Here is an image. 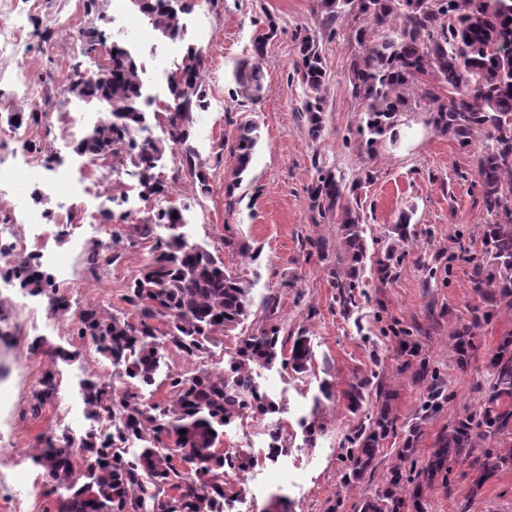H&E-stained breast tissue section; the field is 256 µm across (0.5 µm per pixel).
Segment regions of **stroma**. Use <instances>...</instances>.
<instances>
[{"instance_id": "obj_1", "label": "stroma", "mask_w": 512, "mask_h": 512, "mask_svg": "<svg viewBox=\"0 0 512 512\" xmlns=\"http://www.w3.org/2000/svg\"><path fill=\"white\" fill-rule=\"evenodd\" d=\"M47 13L56 19V32L49 41L27 34L24 65L34 85L33 94L18 92L4 76L12 62L0 63V129L12 112H29L34 106L49 111V118L28 128V138L40 147H50L67 155L68 165L76 166L80 157L71 146L84 128L72 125L69 111L75 98L63 88L79 60L76 36L90 21L84 0H44ZM105 14L125 13V28L104 23L107 37H122L141 55L168 58L169 44L137 39L141 18L130 0H105ZM320 0H200L189 19V38L206 57L205 89L209 106L195 113L191 143L210 174L211 191L201 194L188 174H176L175 163H166L164 172L175 181L168 195L137 202L128 207L130 221L142 222L152 211L170 205L187 206L186 232L192 242L222 258L226 268L244 273L253 284V318L261 320L262 302L276 296L280 316L289 331H306L315 351L311 376L294 378L278 369L260 371L258 381L268 394L288 402V426L283 432L289 451L275 460L263 458L268 435L258 419L236 420L224 429V445L259 454L261 460L247 475L228 473L233 484H248V512H268L275 498L287 500L291 512H327L336 498H343L341 512H355L361 493L380 485L394 457L400 439H389L381 463L359 491L345 492L340 485L342 443L347 434L365 417L350 413L342 396L354 378L379 373L382 388L395 391L392 402L399 428L414 418L424 392L411 372L402 368L393 338L383 336L382 327L397 322L416 327L424 352L448 375V402L443 412L423 429L419 458H427L436 434L444 425L474 407L487 390L486 359L500 336L512 330V314L500 313L478 333L476 357L467 370L454 363L448 326L466 319L479 305L462 251L481 250L480 227L483 216L475 200L476 158L480 144L460 148L456 141L426 125L432 105L413 98L404 116L405 126L399 142H384L376 157L363 162L358 141H346L347 131L355 129L362 117L360 103L348 93L347 80L356 47L351 43L348 20L336 22V36H322ZM276 22L278 32L261 60L264 92L259 100L242 98L235 92L232 73L238 63L253 55L255 35ZM321 36L322 53L329 76L327 83L326 128L320 139L308 134L299 108L303 90L289 74L296 58L299 38L305 34ZM246 120L259 127V142L247 174L233 194L225 187L233 179L234 159L230 153L238 126ZM354 179L363 166L375 173L373 181L360 190L361 215L366 222L365 238L369 249H381L394 239L393 228L400 213H408L417 236L410 242L408 255L397 277L380 283L373 265H366L363 281L368 296L359 300L350 315H342L336 304L335 288L329 270L335 257L321 261L307 257V238L336 241L335 224H316L311 219L307 188L313 181V156ZM68 201L43 197L38 205L46 216L43 239L32 242V249H44L62 257H72L75 271L83 281L82 300L103 312L131 315L124 296L131 280L149 258V243L129 246L112 243L115 260L111 266L89 273L81 257L70 254L67 236L60 231L69 217ZM458 253L450 279L429 286L424 265L437 262L439 255ZM31 351V339L16 336L15 346L0 350V464L21 462L32 469V459L40 451L44 434L62 435L73 423L62 412L64 403L73 401L81 378L108 372L93 351H80L71 363L61 364L62 384L57 400L39 415L29 406L39 386L30 372L38 361ZM333 384L335 396L325 402L321 420L325 430L315 446H308L298 424L308 414L311 397L321 382ZM476 476L470 462L453 466L447 485L426 490L427 512H512V466L501 470L484 486L479 497H471Z\"/></svg>"}]
</instances>
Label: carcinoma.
Segmentation results:
<instances>
[{
    "instance_id": "obj_1",
    "label": "carcinoma",
    "mask_w": 512,
    "mask_h": 512,
    "mask_svg": "<svg viewBox=\"0 0 512 512\" xmlns=\"http://www.w3.org/2000/svg\"><path fill=\"white\" fill-rule=\"evenodd\" d=\"M135 11L165 38L184 40L187 16L196 0H130ZM326 28L341 17L355 26L350 38L357 52L348 76L352 99L363 105L356 128L361 151L373 158L385 141L398 140L402 116L408 106L411 84L428 78L424 96L437 103L428 123L441 135L467 148L483 136L487 150L476 163V204L488 220L482 230V250L467 259L471 287L487 306L475 307L471 317L449 327L455 363L465 369L475 356L477 331L495 312H512V0H321ZM276 35L274 25L253 43L254 58L239 62L233 71L237 92L257 100L264 76L259 61ZM81 54L97 57L96 48L107 45L99 26L79 31ZM109 46V45H107ZM72 68L64 92L86 103L104 106L107 117L77 142L78 155L131 166L126 174L145 200L168 192L170 183L159 169L166 150H180V167L209 191L205 164L190 144L193 113L208 108L201 49L187 44L181 59L165 76L166 108L147 92L146 66L139 56L117 40L109 46L107 64L89 77ZM292 80L306 89L301 111L308 133L316 139L325 128L327 70L319 40L304 36L298 45ZM164 122L165 137L138 146L136 138L151 121ZM259 139L258 125L249 120L238 127L233 148V175L248 169ZM316 172L308 187L310 209L318 224L336 221L341 231L349 270L330 271L336 305L348 315L365 295L360 272L365 269L366 229L360 214L358 189L373 180L372 170L346 182L325 162L313 159ZM187 207L159 208L139 224H130L110 237L134 245L152 242L151 258L127 288L125 302L134 317L107 315L91 304L71 312L69 297L55 291L52 276L30 270L24 259L8 261L4 277L32 297L47 296L55 313H71L72 340L95 351L120 370V385L105 377L80 383L85 417L96 423L112 421V433H89L72 440L69 434L45 438L36 464L54 474L49 494L56 512H226L240 494L224 483L227 470L246 473L256 458L242 450L224 453V426L244 417H269V436L280 441L288 407L258 391V371L274 366L295 376L313 369L311 338L301 331L288 332L280 319L276 297L263 301L261 325L248 327L252 314V284L244 275L224 267L217 254L189 242L183 228ZM105 246L92 240L84 250L87 269L95 273ZM405 250L389 245L376 255L381 281L391 280L405 260ZM239 330L227 367L216 373L208 368L192 372L169 371L163 383L171 398L149 403L143 389L156 384L166 354L185 357L211 354L220 337ZM396 339L405 369L425 384L416 422L407 426L401 447L394 449L391 476L380 488L364 496L357 512H425L424 489L448 485L451 467L475 457L480 472L475 490L499 470L512 466V332L502 336L487 362L489 386L482 404L451 421L436 435L424 461H418L415 444L422 424L438 416L448 399V374L420 356L414 330L389 327ZM60 370L47 369L40 389L33 394L31 412L39 414L57 396ZM370 376L359 377L343 391L347 409L358 412L372 396ZM334 397V386L319 385L309 416L300 418L307 442L324 431L319 421L324 401ZM381 405L345 437L341 486L350 491L371 477L387 439L396 435L397 416L390 391L377 392ZM186 433H180V430ZM83 450L93 463L76 473L73 447Z\"/></svg>"
}]
</instances>
